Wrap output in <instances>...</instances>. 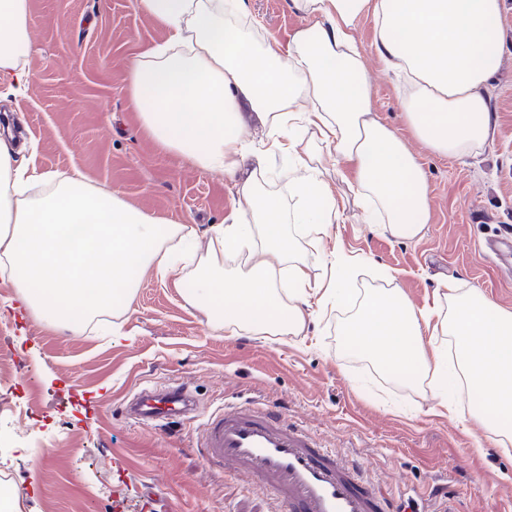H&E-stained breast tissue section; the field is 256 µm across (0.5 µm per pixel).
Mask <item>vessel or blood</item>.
Returning a JSON list of instances; mask_svg holds the SVG:
<instances>
[{
    "label": "vessel or blood",
    "instance_id": "obj_1",
    "mask_svg": "<svg viewBox=\"0 0 512 512\" xmlns=\"http://www.w3.org/2000/svg\"><path fill=\"white\" fill-rule=\"evenodd\" d=\"M197 412L181 385L140 392L130 410L135 420L165 424ZM197 448L210 469L243 476L288 512H407L366 480L364 461L322 447L297 421L257 400L228 402L207 416Z\"/></svg>",
    "mask_w": 512,
    "mask_h": 512
}]
</instances>
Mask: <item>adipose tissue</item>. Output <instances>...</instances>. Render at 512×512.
<instances>
[{
  "label": "adipose tissue",
  "mask_w": 512,
  "mask_h": 512,
  "mask_svg": "<svg viewBox=\"0 0 512 512\" xmlns=\"http://www.w3.org/2000/svg\"><path fill=\"white\" fill-rule=\"evenodd\" d=\"M165 34L127 69L130 101L156 145L224 173L238 196L202 269L180 272V246L198 228L143 211L81 172L40 173L0 139V279L65 331L113 309L145 273L172 279L205 305L226 335L301 333L330 304L342 334L383 372L427 382L441 407L477 397L469 416L512 442V310L476 288L410 303L394 273L387 287L348 286L362 258L340 247L311 278L299 240L320 245L344 205L314 164L307 132L345 164L363 221L394 238H420L432 214L426 173L407 146L450 158L481 155L494 139L489 89L505 53L504 0H290L302 23L288 42L256 37L246 0H136ZM0 83L27 84L30 0H0ZM373 22L372 53L393 71L410 135L375 111L354 30ZM279 166L293 200L284 210L259 175ZM450 346L425 348L423 332Z\"/></svg>",
  "instance_id": "1"
}]
</instances>
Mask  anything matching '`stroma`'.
<instances>
[{
  "label": "stroma",
  "instance_id": "obj_1",
  "mask_svg": "<svg viewBox=\"0 0 512 512\" xmlns=\"http://www.w3.org/2000/svg\"><path fill=\"white\" fill-rule=\"evenodd\" d=\"M246 23L287 41L301 19L288 0H247ZM32 77L0 98V116L36 167L83 172L96 185L199 238L185 266L208 256L216 226L233 212L232 182L159 149L130 104L126 66L163 32L136 0H31ZM376 112L398 125L392 74L367 56ZM493 144L451 160L419 151L433 214L421 238L372 230L324 147L316 162L345 204L323 251L340 245L366 260L352 286L383 287L397 274L406 298L431 302L442 282L478 288L512 310V48L491 87ZM17 291L0 281V477L17 512H285L235 474L212 472L195 442L201 418L166 426L137 422L126 398L143 389L187 386L202 410L241 395L271 401L336 453L366 462L383 492L420 512L423 493L453 499L460 512H512V452L474 420L438 408L427 387L396 383L340 333L344 311L328 310L304 336H228L172 282L145 275L108 317L65 332L18 312Z\"/></svg>",
  "mask_w": 512,
  "mask_h": 512
}]
</instances>
